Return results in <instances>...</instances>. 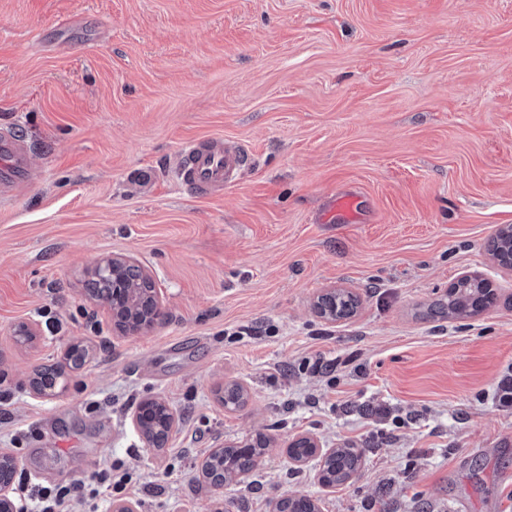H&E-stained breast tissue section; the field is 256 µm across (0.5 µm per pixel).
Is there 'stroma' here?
Returning <instances> with one entry per match:
<instances>
[{"mask_svg":"<svg viewBox=\"0 0 512 512\" xmlns=\"http://www.w3.org/2000/svg\"><path fill=\"white\" fill-rule=\"evenodd\" d=\"M32 177L0 202V455L33 484L96 471L99 512H512V272L485 249L512 225V0H0V126ZM241 148L224 192L188 195L179 157ZM149 171L150 181L138 178ZM352 193L360 218L326 215ZM125 254L165 317L120 335L86 270ZM480 272L495 301L448 314ZM358 300L330 322L326 289ZM38 326L35 340L19 325ZM74 343L55 392L31 380ZM333 361L318 372L316 360ZM241 385L224 407L218 388ZM164 400L166 447L133 424ZM269 446L213 490L211 449ZM355 448L319 480L288 443ZM164 407L166 410V413H168L171 416V427L173 423V415L175 417V414L173 410L169 407L168 404H166L164 401L160 399H151L144 401L140 404V406L137 408L134 416H133V422L136 426V428L141 432L142 436L145 438V440L148 442V444H151L153 447H165L167 442H164L162 439L156 437L151 431H148V413L151 410H155L156 408H162ZM295 441H299L300 445L303 444L307 448H293V453L302 457L308 452L309 454L302 458H293L289 453V448ZM289 458L300 465L306 464L311 458H325L333 453L336 448H320L317 439L311 437H300L291 440L288 443ZM360 456L355 454L349 448H339L334 455L324 459L320 464L321 481L324 484H338L346 481L356 471L359 465Z\"/></svg>","mask_w":512,"mask_h":512,"instance_id":"stroma-1","label":"stroma"}]
</instances>
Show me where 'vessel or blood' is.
I'll list each match as a JSON object with an SVG mask.
<instances>
[{
  "mask_svg": "<svg viewBox=\"0 0 512 512\" xmlns=\"http://www.w3.org/2000/svg\"><path fill=\"white\" fill-rule=\"evenodd\" d=\"M247 158L219 140L188 147L176 168V178L192 194L209 197L223 191L245 167ZM31 178L30 157L15 129L0 127V198L10 196Z\"/></svg>",
  "mask_w": 512,
  "mask_h": 512,
  "instance_id": "1",
  "label": "vessel or blood"
}]
</instances>
